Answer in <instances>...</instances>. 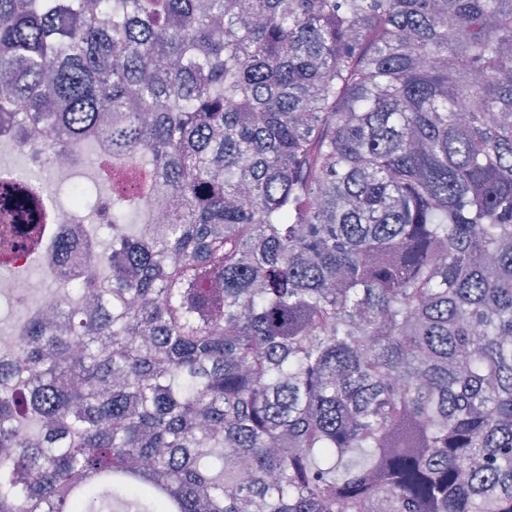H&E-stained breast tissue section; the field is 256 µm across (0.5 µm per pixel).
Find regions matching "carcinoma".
<instances>
[{"label":"carcinoma","mask_w":512,"mask_h":512,"mask_svg":"<svg viewBox=\"0 0 512 512\" xmlns=\"http://www.w3.org/2000/svg\"><path fill=\"white\" fill-rule=\"evenodd\" d=\"M0 83L112 161L0 512H512V0H0Z\"/></svg>","instance_id":"cac0c4a2"}]
</instances>
